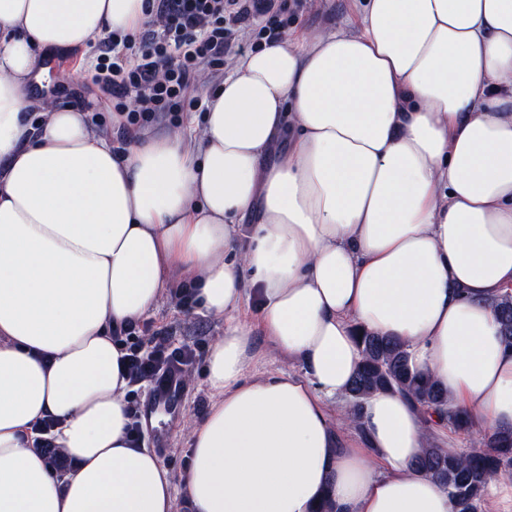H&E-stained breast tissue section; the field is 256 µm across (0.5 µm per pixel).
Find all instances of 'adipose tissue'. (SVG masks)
<instances>
[{
	"instance_id": "adipose-tissue-1",
	"label": "adipose tissue",
	"mask_w": 512,
	"mask_h": 512,
	"mask_svg": "<svg viewBox=\"0 0 512 512\" xmlns=\"http://www.w3.org/2000/svg\"><path fill=\"white\" fill-rule=\"evenodd\" d=\"M145 18L146 0H0V512H176L128 434L113 338L174 274L226 321L189 512H454L414 466L428 432L404 396L375 392L353 421L328 402L361 329L405 342L480 428L512 430L494 309L512 295V0H358L357 32L238 59L198 135L117 152L30 78L41 52ZM267 345L300 372H257Z\"/></svg>"
}]
</instances>
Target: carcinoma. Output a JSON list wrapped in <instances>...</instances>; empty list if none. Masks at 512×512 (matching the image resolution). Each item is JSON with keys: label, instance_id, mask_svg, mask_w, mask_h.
Returning a JSON list of instances; mask_svg holds the SVG:
<instances>
[{"label": "carcinoma", "instance_id": "obj_1", "mask_svg": "<svg viewBox=\"0 0 512 512\" xmlns=\"http://www.w3.org/2000/svg\"><path fill=\"white\" fill-rule=\"evenodd\" d=\"M497 313L504 342L511 346V297L497 304ZM357 339L362 360L348 388L351 414H357L369 395L391 390L406 397L423 415L439 413L450 432L473 428L466 410L449 405L447 393L431 377L409 366L404 343L365 330L359 331ZM415 466L448 492L455 512H481L487 480L498 475L512 476V434H491L480 447L469 451L450 452L433 442L423 449Z\"/></svg>", "mask_w": 512, "mask_h": 512}]
</instances>
